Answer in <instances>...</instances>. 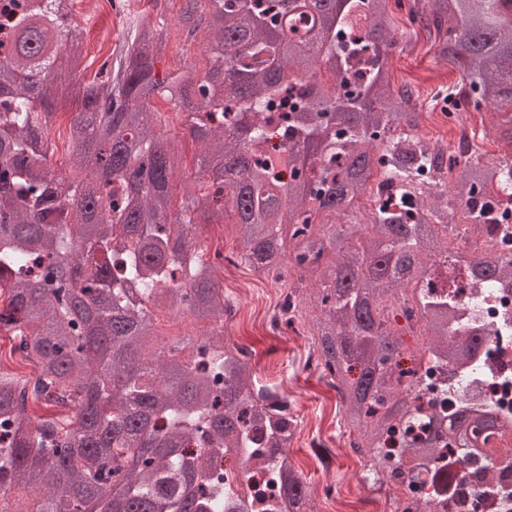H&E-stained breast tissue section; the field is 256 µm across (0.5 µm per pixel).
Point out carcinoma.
Segmentation results:
<instances>
[{
	"mask_svg": "<svg viewBox=\"0 0 512 512\" xmlns=\"http://www.w3.org/2000/svg\"><path fill=\"white\" fill-rule=\"evenodd\" d=\"M63 0H7L0 7V333L30 362V399L65 408L60 420L27 415L25 380L0 371V490L31 486L34 512H250L228 500L213 470L231 448H275L288 512H308L309 490L288 455L298 427L285 398L250 392L251 360L224 342L231 306L193 233L237 217L236 259L280 282L288 266L316 285L304 325L342 404L349 447L370 470L390 469L383 436L410 422L408 374L421 350L398 321L407 288L418 292L426 350L445 366L479 349L458 325L454 288L512 282V257L483 250L467 265L450 237H512L497 212L512 202V159H450L417 133L418 97L396 86L389 52L398 31L390 0H181V31L211 52L210 66L162 77L165 18H132L120 51L90 81L77 78L86 46L63 31ZM414 14L435 31L437 55L461 73V89L497 106L512 140V0H419ZM173 104L201 144L198 177L172 179L183 156L155 129ZM79 105L70 122L74 162L86 176L51 177L44 131L56 104ZM395 187V199L379 190ZM370 201L362 248L324 231L323 220ZM461 212L464 228L448 221ZM337 258L324 259L326 248ZM181 308L206 326L156 347V312ZM304 309L296 291L281 304L290 324ZM428 441L483 453L476 427L512 432L490 410L433 411ZM197 445V455L185 447Z\"/></svg>",
	"mask_w": 512,
	"mask_h": 512,
	"instance_id": "cac0c4a2",
	"label": "carcinoma"
}]
</instances>
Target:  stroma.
<instances>
[{"instance_id":"obj_1","label":"stroma","mask_w":512,"mask_h":512,"mask_svg":"<svg viewBox=\"0 0 512 512\" xmlns=\"http://www.w3.org/2000/svg\"><path fill=\"white\" fill-rule=\"evenodd\" d=\"M414 0H398L397 16L403 25L410 45H397L391 56L393 75L397 83L411 84L419 97L421 119L418 132L438 147L449 148L455 136L454 121L439 120V113L460 112L470 120L476 134L477 147L473 160L492 163L512 158V149H504L494 141L487 121L488 108H476L474 99L463 96H449L448 90L460 82L458 70L439 59L432 41L424 30L411 23L410 11ZM179 0H159V9L165 10L169 26L166 31V51L156 63L160 75L176 72L181 60L193 63L195 74H204L210 56L205 48H190L178 32ZM72 18L82 31L89 47L90 56H100L111 42L121 41L126 34V18H115L105 0H77L72 5ZM75 104L60 107L56 120L49 132L47 164L54 170L70 173L71 153L67 125ZM218 283L225 295L246 303L247 312L243 319L229 330L230 336L247 340L253 351V379L257 384L278 387L287 382L290 399L296 408L300 424L298 432L303 436L311 427H320L325 435L331 436L338 447L331 476H324L316 466L314 451L306 441L295 442L290 454L298 469L311 487V496L316 508H323L328 480H336L347 490L348 501L369 495L371 488L361 479L364 459L349 454L346 447L349 436L341 426V404L335 390L323 380L321 373L302 371L296 366L298 355L307 352L311 343L300 324L279 325L276 331L265 328L264 322L269 311L277 304L283 293L297 287V279L276 284L252 271L241 263H225L218 273Z\"/></svg>"}]
</instances>
